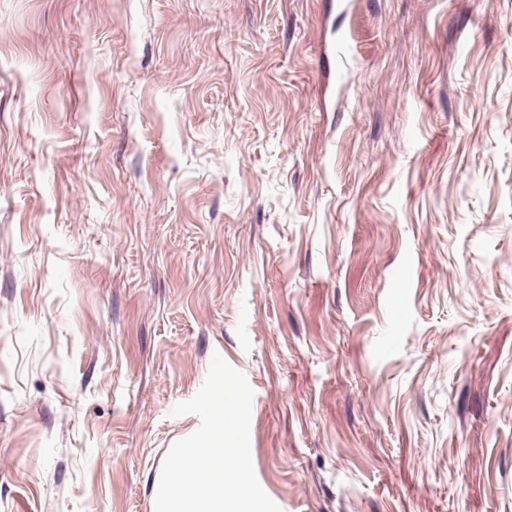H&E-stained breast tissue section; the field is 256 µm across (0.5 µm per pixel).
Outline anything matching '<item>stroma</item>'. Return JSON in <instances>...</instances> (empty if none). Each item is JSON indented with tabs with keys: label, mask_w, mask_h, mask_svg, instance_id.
<instances>
[{
	"label": "stroma",
	"mask_w": 512,
	"mask_h": 512,
	"mask_svg": "<svg viewBox=\"0 0 512 512\" xmlns=\"http://www.w3.org/2000/svg\"><path fill=\"white\" fill-rule=\"evenodd\" d=\"M216 354L282 512H512V0H0V512H153Z\"/></svg>",
	"instance_id": "35a3bbf8"
}]
</instances>
